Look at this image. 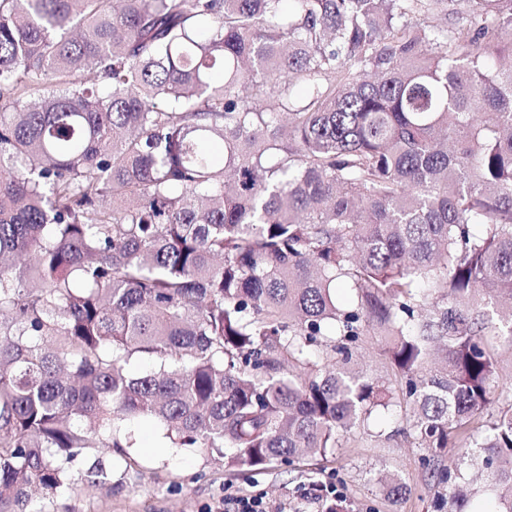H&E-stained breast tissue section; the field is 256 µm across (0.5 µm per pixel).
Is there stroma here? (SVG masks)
Segmentation results:
<instances>
[{
  "label": "stroma",
  "mask_w": 512,
  "mask_h": 512,
  "mask_svg": "<svg viewBox=\"0 0 512 512\" xmlns=\"http://www.w3.org/2000/svg\"><path fill=\"white\" fill-rule=\"evenodd\" d=\"M491 344L499 392L483 415L488 423L512 404V338L495 336ZM355 364L368 377L396 386L385 337H363ZM409 417L406 406H392L373 416L368 429L342 437L327 459L292 467L276 463L263 470L229 469L200 449L165 447L163 428L141 420L131 426L136 444L128 460L110 463L106 481L88 482L86 472L98 451L85 449L73 465V491L36 500L33 506L38 512H224L225 495L253 494L264 498L270 512H324L323 501L304 496L303 490L332 481L341 487L351 512H433L431 502L440 487L423 464L428 451L399 433ZM388 474L406 487L399 502L389 500L380 486Z\"/></svg>",
  "instance_id": "obj_1"
}]
</instances>
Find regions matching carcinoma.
Wrapping results in <instances>:
<instances>
[{"label":"carcinoma","instance_id":"carcinoma-1","mask_svg":"<svg viewBox=\"0 0 512 512\" xmlns=\"http://www.w3.org/2000/svg\"><path fill=\"white\" fill-rule=\"evenodd\" d=\"M370 328L395 389L351 366ZM499 334L512 0H0V512L124 422L265 469L399 399L436 512H471L469 457L512 512ZM490 341L496 361V386H499L495 389L493 402L484 412L486 424L493 422L500 411L507 409L510 401L506 392L512 393V341L508 336H491Z\"/></svg>","mask_w":512,"mask_h":512}]
</instances>
